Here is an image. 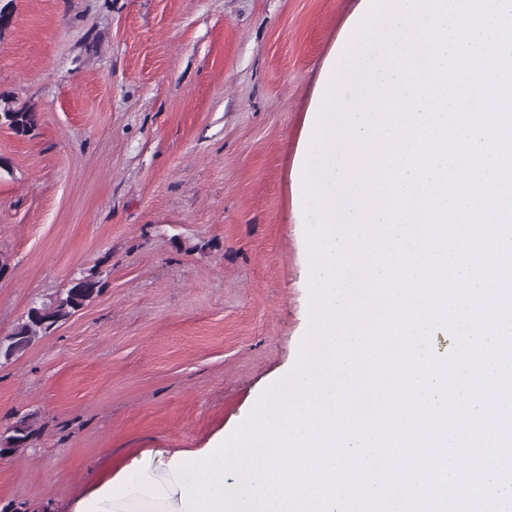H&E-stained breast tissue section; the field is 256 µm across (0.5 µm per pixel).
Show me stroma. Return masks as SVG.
<instances>
[{
	"mask_svg": "<svg viewBox=\"0 0 512 512\" xmlns=\"http://www.w3.org/2000/svg\"><path fill=\"white\" fill-rule=\"evenodd\" d=\"M354 0H13L0 30V340L96 269L99 297L0 362V512H75L141 470L178 512L173 461L231 436L294 367L309 271L292 166ZM1 120L7 123L13 132L22 137L30 135L38 125V114L30 109H10L0 113ZM22 422L21 429L12 430L11 425L0 434V454H15L27 448L35 435L33 415L27 414L18 418Z\"/></svg>",
	"mask_w": 512,
	"mask_h": 512,
	"instance_id": "1",
	"label": "stroma"
}]
</instances>
